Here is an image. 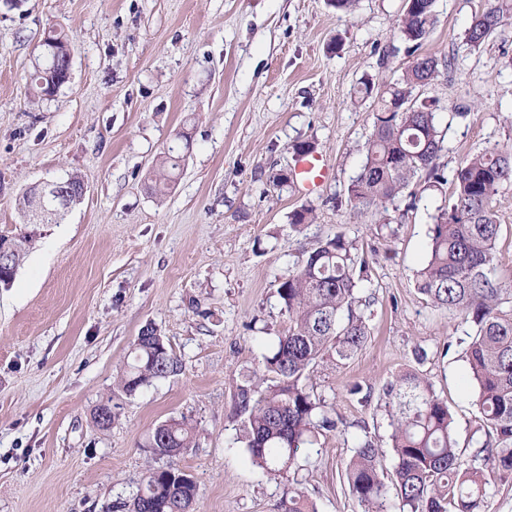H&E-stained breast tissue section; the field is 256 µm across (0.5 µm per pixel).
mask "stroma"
<instances>
[{"mask_svg": "<svg viewBox=\"0 0 512 512\" xmlns=\"http://www.w3.org/2000/svg\"><path fill=\"white\" fill-rule=\"evenodd\" d=\"M403 2L359 0L344 15L326 0H0V234L23 229L27 187L71 175L87 186L0 287V512H117L155 465L148 434L171 417L196 427L176 459L199 486L194 512H277L294 489L317 512H363L341 473L359 438L388 448L382 388L414 369L447 402L461 457L476 454L484 432L457 345L469 326L414 280L440 195L382 217L346 202L372 131L373 103L354 93L405 66ZM482 3L436 0L423 47L449 63L420 91L437 103L447 171L512 146V25L479 48L464 42ZM52 30L70 39L71 79L40 99L29 75ZM182 133L190 146L155 194L159 159ZM302 141L333 169L311 197L292 179ZM309 204L314 222L290 228ZM336 232L369 262L372 335L345 364L318 363L314 392L340 426L273 478L242 443L238 389L288 329L277 279ZM149 324L182 367L129 396L117 376ZM105 400L116 418L102 430L93 411Z\"/></svg>", "mask_w": 512, "mask_h": 512, "instance_id": "stroma-1", "label": "stroma"}]
</instances>
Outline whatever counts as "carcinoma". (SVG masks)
I'll return each mask as SVG.
<instances>
[{
  "label": "carcinoma",
  "mask_w": 512,
  "mask_h": 512,
  "mask_svg": "<svg viewBox=\"0 0 512 512\" xmlns=\"http://www.w3.org/2000/svg\"><path fill=\"white\" fill-rule=\"evenodd\" d=\"M512 18V0H485L465 30L466 42L478 48L505 31ZM437 23L435 0H415L402 10L397 28L412 61L392 82L367 81L359 98H374L372 133L365 160L350 179L346 200L354 215L383 214L387 205L417 193L441 195L430 229L426 259L416 272L415 287L431 304L469 324L464 348L470 379L478 389L477 407L485 440L469 461L457 450L454 419L432 383L415 371L395 377L383 388L391 417L392 473L384 470L383 449L371 437L359 442L346 464L343 483L364 512H390L392 483L399 512H481L496 479L512 474V280L498 274L501 224L494 201L512 185V146L485 148L450 173L437 163L444 149L435 103L419 90L441 74L440 60L420 53ZM51 77H66L65 55H46ZM181 157L168 151L156 173L154 189L165 192ZM420 186L411 191V184ZM13 235L27 249L40 227L27 220ZM315 220V209L294 210L290 224ZM368 262L342 233L316 243L294 268L278 278L281 312L287 332L264 356L261 366L239 388L245 415L243 443L253 465L279 477L297 467V452L312 445L321 431H333L324 399L309 385L317 362L325 357L343 364L371 335L373 297L358 296V283ZM180 360L165 337L151 324L135 339L118 380V389L132 395L154 380L179 372ZM195 426L182 417L157 424L148 435L151 453L168 463L149 469L132 499L131 512H192L198 495L194 477L173 459L193 442ZM279 512H316L303 492L281 500Z\"/></svg>",
  "instance_id": "cac0c4a2"
}]
</instances>
